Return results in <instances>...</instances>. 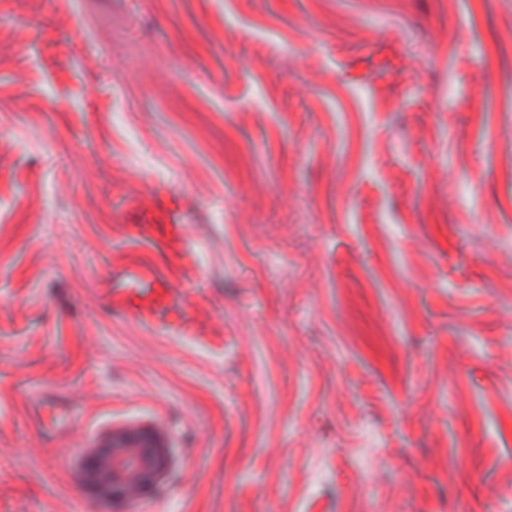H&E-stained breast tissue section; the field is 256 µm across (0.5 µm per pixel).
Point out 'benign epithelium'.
I'll return each instance as SVG.
<instances>
[{"instance_id": "obj_1", "label": "benign epithelium", "mask_w": 512, "mask_h": 512, "mask_svg": "<svg viewBox=\"0 0 512 512\" xmlns=\"http://www.w3.org/2000/svg\"><path fill=\"white\" fill-rule=\"evenodd\" d=\"M169 466V448L158 432L121 430L92 452L82 480L102 498L130 500L151 492Z\"/></svg>"}]
</instances>
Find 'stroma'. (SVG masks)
Returning a JSON list of instances; mask_svg holds the SVG:
<instances>
[{"label":"stroma","mask_w":512,"mask_h":512,"mask_svg":"<svg viewBox=\"0 0 512 512\" xmlns=\"http://www.w3.org/2000/svg\"><path fill=\"white\" fill-rule=\"evenodd\" d=\"M0 512H512V0H0ZM169 466V448L158 432L121 430L92 452L82 480L102 498L131 500L151 492Z\"/></svg>","instance_id":"stroma-1"}]
</instances>
